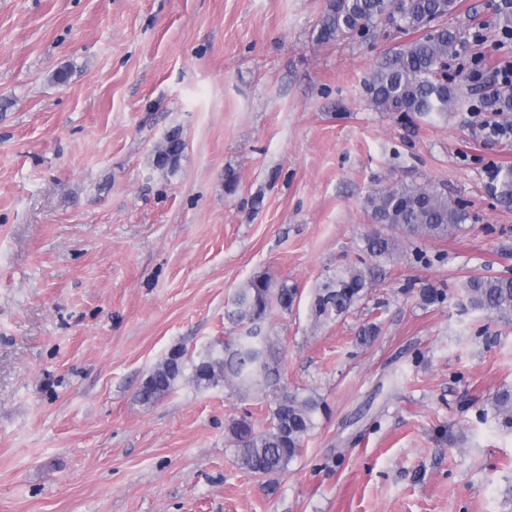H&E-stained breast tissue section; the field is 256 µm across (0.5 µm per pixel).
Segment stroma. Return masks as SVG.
I'll return each instance as SVG.
<instances>
[{
	"mask_svg": "<svg viewBox=\"0 0 512 512\" xmlns=\"http://www.w3.org/2000/svg\"><path fill=\"white\" fill-rule=\"evenodd\" d=\"M493 2L447 19L490 72L512 62ZM326 7L0 0V512H512V428L491 407L512 326L462 298L468 276L512 270L494 193L512 139L472 112L376 109L364 82L407 36L320 41ZM175 128L178 168H153ZM392 181L444 186L465 231L369 255L365 199ZM361 263L362 300L313 327V290ZM258 274L297 287L266 326L284 381L326 405L270 487L225 430L247 411L265 426L266 404L187 382L136 397L171 349L232 332ZM428 283L444 303H421Z\"/></svg>",
	"mask_w": 512,
	"mask_h": 512,
	"instance_id": "stroma-1",
	"label": "stroma"
}]
</instances>
